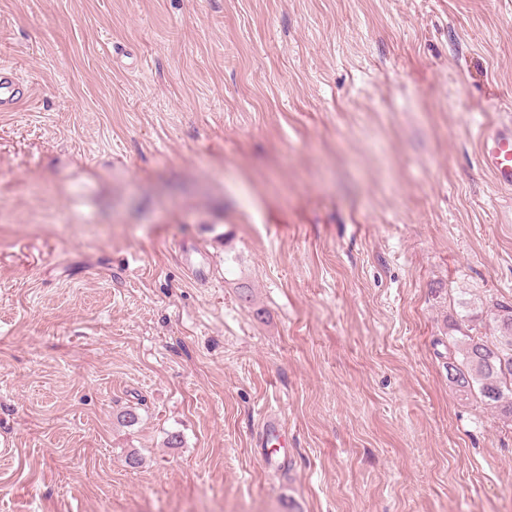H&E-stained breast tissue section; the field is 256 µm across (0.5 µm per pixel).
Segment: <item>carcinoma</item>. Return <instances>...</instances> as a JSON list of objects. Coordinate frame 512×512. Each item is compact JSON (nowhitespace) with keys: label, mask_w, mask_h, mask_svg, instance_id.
I'll return each instance as SVG.
<instances>
[{"label":"carcinoma","mask_w":512,"mask_h":512,"mask_svg":"<svg viewBox=\"0 0 512 512\" xmlns=\"http://www.w3.org/2000/svg\"><path fill=\"white\" fill-rule=\"evenodd\" d=\"M486 315L496 335L482 336L469 325L448 337V381L463 395L476 394L480 402L512 421V300H490Z\"/></svg>","instance_id":"1"}]
</instances>
